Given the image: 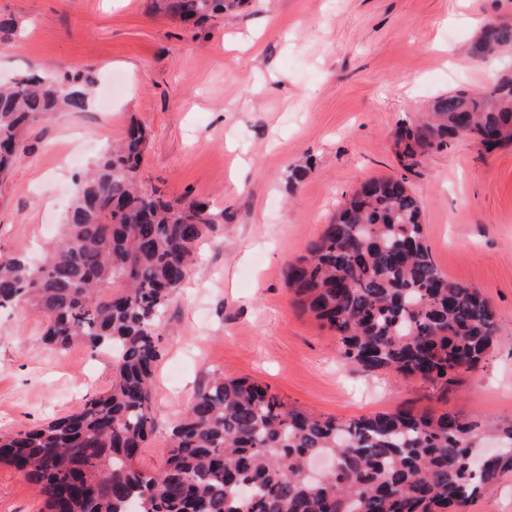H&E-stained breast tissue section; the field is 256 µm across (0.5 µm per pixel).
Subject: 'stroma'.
Wrapping results in <instances>:
<instances>
[{
    "label": "stroma",
    "instance_id": "1",
    "mask_svg": "<svg viewBox=\"0 0 512 512\" xmlns=\"http://www.w3.org/2000/svg\"><path fill=\"white\" fill-rule=\"evenodd\" d=\"M16 31L0 82L35 66L90 71V106L28 134L0 187V254L52 241L75 176L126 128L148 133L142 184L211 200L224 222L168 308L152 389L151 469L194 393L215 375L245 378L325 417L453 412L512 421V147L460 139L429 152L408 182L424 234L449 278L476 288L504 327L488 360L449 386L393 371L361 374L335 334L286 283L336 203L372 177L402 174L395 130L430 99L486 89L512 64L468 54L512 0H250L191 28L152 0H0ZM41 316L0 308V435L78 409L112 382L108 355L40 340ZM34 488L0 464V512H40Z\"/></svg>",
    "mask_w": 512,
    "mask_h": 512
}]
</instances>
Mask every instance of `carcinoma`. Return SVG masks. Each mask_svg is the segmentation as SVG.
<instances>
[{"label": "carcinoma", "instance_id": "carcinoma-1", "mask_svg": "<svg viewBox=\"0 0 512 512\" xmlns=\"http://www.w3.org/2000/svg\"><path fill=\"white\" fill-rule=\"evenodd\" d=\"M247 0H154L186 24ZM512 49V21L489 19L470 43L475 60ZM93 76L32 68L0 86V181L25 151L24 133L55 112H85ZM468 138L487 151L512 145V70L483 93L433 98L403 123L398 158L413 172L433 149ZM146 130L132 124L79 176L62 233L35 264L0 256V308L42 317L44 344L112 353V384L30 430L0 436L6 463L42 496L43 512H466L482 485L512 470V423L494 429L497 458L476 466V424L452 412L378 413L349 421L288 405L261 385L213 376L162 448L137 465L154 432L151 386L171 300L196 264L200 241L224 211L197 198L171 201L143 188ZM406 175L366 180L290 263L299 308L338 337L343 364L452 384L484 362L502 323L471 285L448 278L426 243ZM318 456L333 470L312 482Z\"/></svg>", "mask_w": 512, "mask_h": 512}]
</instances>
